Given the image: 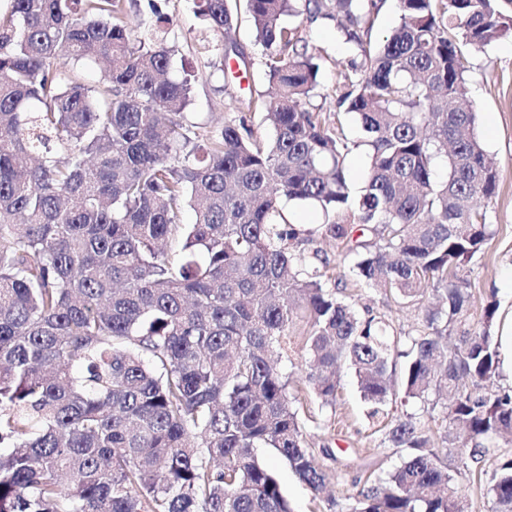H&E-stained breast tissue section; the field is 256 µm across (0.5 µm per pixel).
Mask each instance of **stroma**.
<instances>
[{
	"label": "stroma",
	"mask_w": 512,
	"mask_h": 512,
	"mask_svg": "<svg viewBox=\"0 0 512 512\" xmlns=\"http://www.w3.org/2000/svg\"><path fill=\"white\" fill-rule=\"evenodd\" d=\"M154 4L167 14L169 38L178 47L172 75L179 77L188 71L195 76L191 101L185 111L187 119L201 133H219L232 117L227 110L231 97L263 94L269 88L266 57L255 41L248 14L240 13L233 35L248 60L247 69L239 79L230 82L223 72L224 36L208 27L197 12L195 0H136L132 10L134 24L144 27L151 23L150 7ZM298 31L313 53L323 58L312 106L320 110L330 126L342 128L349 140H360L361 123L356 114L347 112L342 105L345 89L338 77L343 65L354 58V50L344 42L336 21L306 19ZM469 62L468 97L479 116L484 147L499 167L500 182L486 209V221L493 225L495 236L484 253L463 266L460 275L470 284L473 315H481L488 301H496L492 334L499 337L512 325V36L502 38L486 53L470 56ZM309 247L320 250L329 260L343 296L355 303L359 314L381 316L407 333L418 326L423 306L402 307L392 296L366 287L354 271L353 259H342L332 241L317 236ZM338 381L335 408L320 407L311 396L299 405L308 439L318 445H329L335 454L334 461L328 464L333 477L321 498H313L308 487L272 449L258 451L275 471L294 512H337L338 504L355 493L356 481L386 474L404 456L400 449L381 447L379 425L368 416L354 372L340 368Z\"/></svg>",
	"instance_id": "obj_1"
}]
</instances>
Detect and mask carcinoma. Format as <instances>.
<instances>
[{
	"label": "carcinoma",
	"instance_id": "carcinoma-1",
	"mask_svg": "<svg viewBox=\"0 0 512 512\" xmlns=\"http://www.w3.org/2000/svg\"><path fill=\"white\" fill-rule=\"evenodd\" d=\"M0 13V512H293L257 455L319 498L331 479L282 358L336 401L346 362L405 451L339 512H468L458 476L495 459L487 512H512V391L496 386V303L477 320L457 271L494 236L499 171L467 101L469 52L512 35V0H246L274 97H235L218 135L186 121L167 19L134 34L128 0H9ZM225 34L229 0H197ZM337 21L361 62L339 71L352 145L309 106L320 64L285 17ZM109 69L98 87L76 75ZM264 110L261 140L243 113ZM364 147L351 197L346 158ZM446 161L447 175L434 169ZM324 217L361 281L405 304L441 295L415 333L360 318L282 200ZM193 220L184 222L185 211ZM412 400L428 417L398 413ZM383 6L374 27L364 35L372 44H380L399 22V1L383 0Z\"/></svg>",
	"mask_w": 512,
	"mask_h": 512
}]
</instances>
